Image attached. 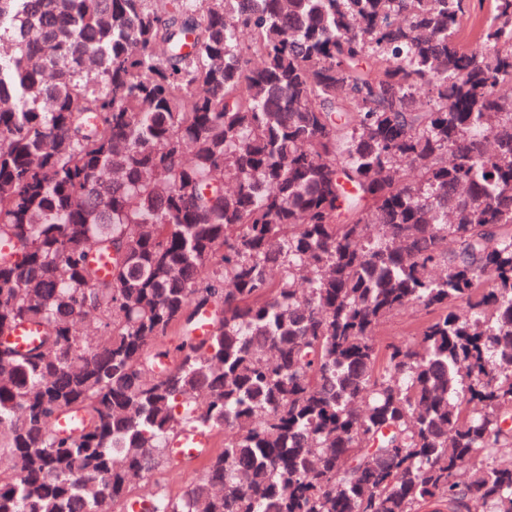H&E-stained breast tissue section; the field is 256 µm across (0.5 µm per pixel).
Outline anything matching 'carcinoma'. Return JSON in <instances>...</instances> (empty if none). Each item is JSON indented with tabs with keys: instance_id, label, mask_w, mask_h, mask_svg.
<instances>
[{
	"instance_id": "obj_1",
	"label": "carcinoma",
	"mask_w": 512,
	"mask_h": 512,
	"mask_svg": "<svg viewBox=\"0 0 512 512\" xmlns=\"http://www.w3.org/2000/svg\"><path fill=\"white\" fill-rule=\"evenodd\" d=\"M489 8L465 47L466 0H0V331L44 334L0 347V512H118L187 429L224 448L146 512H512ZM422 318L423 315L418 311L397 315L379 328L377 338L388 341L406 339L415 331ZM38 336H41V333L37 327L18 325L0 333V344L8 345L17 351H26L38 343Z\"/></svg>"
}]
</instances>
